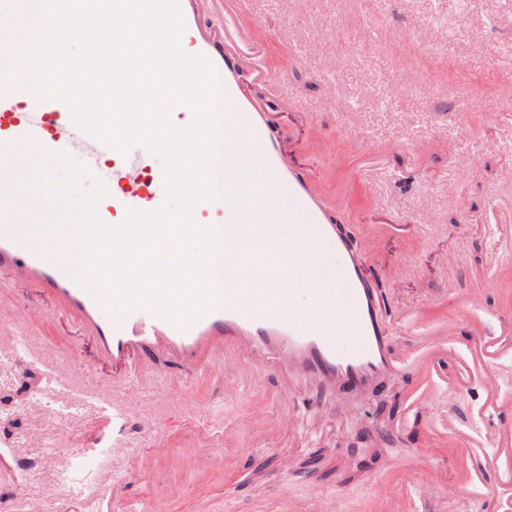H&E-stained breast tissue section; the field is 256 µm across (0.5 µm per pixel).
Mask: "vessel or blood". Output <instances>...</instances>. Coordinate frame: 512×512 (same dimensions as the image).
I'll return each mask as SVG.
<instances>
[{
	"label": "vessel or blood",
	"mask_w": 512,
	"mask_h": 512,
	"mask_svg": "<svg viewBox=\"0 0 512 512\" xmlns=\"http://www.w3.org/2000/svg\"><path fill=\"white\" fill-rule=\"evenodd\" d=\"M212 0H178L183 20L182 35L188 40L187 56L209 60L215 73L224 77V99L232 103L250 125L254 138L266 141L260 161L273 170L279 187L295 204L288 226L289 236L299 240L303 249L299 264L279 274V295L272 305L242 308L232 300L215 304L189 327L171 334L167 319L136 309L121 321L107 319L97 291L83 287L69 270L67 255L55 252L38 221L27 219L18 192L17 163L0 161V270L39 281L80 318L83 329L95 333L103 353L120 365L135 354L163 347L171 356L197 362L218 354L223 364L250 358L288 370L325 389H351L362 399L378 384L401 369L394 357L390 338L380 319V300L357 251L327 217L328 205L313 182L290 169L273 135V120L257 111L238 93L236 71L242 58L218 35L200 23L201 12ZM72 113L61 100L35 98L25 112L0 107V145L12 148H43L50 152L69 151L72 138H83ZM98 151L111 157L112 181L119 184L112 193V210L155 211L167 197L165 172L155 164L143 147L128 153L106 144ZM196 221L204 226H221L234 217L225 199L203 201L194 209ZM478 338L475 350L460 348L452 330H444L431 344V363L448 359L458 366L452 377L439 379L433 389L421 392L415 407L433 429L447 435L453 446H460L464 433L455 426L453 416L438 409L439 391L469 388L471 370L487 352H511L512 332L493 326L484 318L471 323ZM233 355H225L226 347ZM486 449L481 469L461 471L448 485L455 497L486 489L488 475L500 480L512 478V426L495 428L482 442ZM113 460L120 464L108 477L107 500H118L124 487L125 472H139L134 449L121 433H113L108 445ZM280 512H329L321 492H312L304 506L283 499Z\"/></svg>",
	"instance_id": "obj_1"
}]
</instances>
